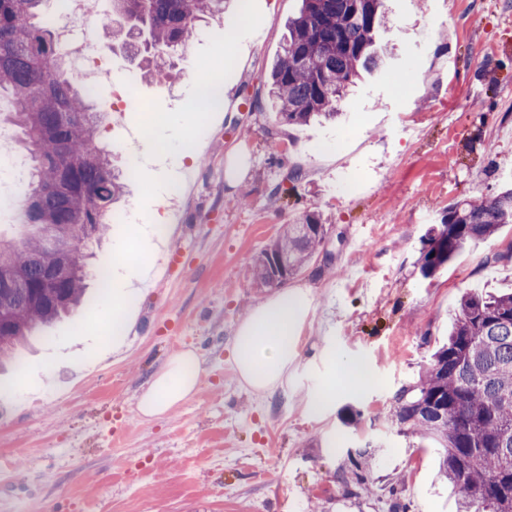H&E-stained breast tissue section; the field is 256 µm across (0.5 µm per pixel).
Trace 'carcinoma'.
I'll list each match as a JSON object with an SVG mask.
<instances>
[{"label": "carcinoma", "mask_w": 512, "mask_h": 512, "mask_svg": "<svg viewBox=\"0 0 512 512\" xmlns=\"http://www.w3.org/2000/svg\"><path fill=\"white\" fill-rule=\"evenodd\" d=\"M383 7V0H302L267 83L281 122L336 117L361 72L382 63L376 35ZM112 11L128 22L112 31V41L154 65L144 73L156 75L166 55L188 50L200 22L224 12V0H112ZM54 27L46 0H0V97L12 99L5 120L19 129L32 161L24 232L0 233V270L15 269L23 280L21 287L0 281V360L14 357L35 328L86 303L85 248L109 230L124 188L96 141L104 114L94 111L93 86L71 80ZM503 224H512V187L449 204L422 241L421 275L434 278L467 243L492 238ZM58 225L68 226L61 242L71 257L68 275L45 288L46 234ZM325 236L313 219L288 225L257 258L256 282L269 285L270 255H286L288 276L297 274ZM388 419L399 434L440 446L439 474L457 490L458 512H512V292L462 295L448 342L393 394Z\"/></svg>", "instance_id": "obj_1"}]
</instances>
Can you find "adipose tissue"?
I'll list each match as a JSON object with an SVG mask.
<instances>
[{
    "label": "adipose tissue",
    "instance_id": "ef3b65f1",
    "mask_svg": "<svg viewBox=\"0 0 512 512\" xmlns=\"http://www.w3.org/2000/svg\"><path fill=\"white\" fill-rule=\"evenodd\" d=\"M311 310L308 290L284 288L257 303L245 316L232 339L230 357L249 387L267 391L287 384ZM200 375V361L193 350L176 352L154 373L142 393L140 415L152 419L170 413L197 391Z\"/></svg>",
    "mask_w": 512,
    "mask_h": 512
}]
</instances>
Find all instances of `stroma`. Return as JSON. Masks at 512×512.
<instances>
[{
	"mask_svg": "<svg viewBox=\"0 0 512 512\" xmlns=\"http://www.w3.org/2000/svg\"><path fill=\"white\" fill-rule=\"evenodd\" d=\"M250 4L233 45L211 23L186 60L151 78L105 37L124 23L110 0L89 18L97 56L129 92L100 143L125 168L150 110L167 155L139 169L114 206L135 208V223L112 224L87 259L138 285L123 347L112 348V291L92 277V306L37 329L0 366L10 390L0 396V512H454L435 445L397 434L386 416L447 339L465 291H512V224L435 278L417 266L449 203L512 181V0H386L379 42L392 63L348 90L336 121L306 126L279 123L265 86L300 0ZM200 75L223 83L224 110L190 126ZM187 139L191 157L179 152ZM357 174L365 187L333 199ZM170 193L177 219L161 236L156 199ZM311 214L326 226L323 249L286 282L313 298L301 355L286 386L259 393L229 357L247 311L271 294L253 263ZM183 349L200 360L197 392L164 418H142V391ZM349 359L370 383L337 387L311 413L309 400ZM367 444L378 448L366 471L373 490L360 494L349 452Z\"/></svg>",
	"mask_w": 512,
	"mask_h": 512,
	"instance_id": "stroma-1",
	"label": "stroma"
}]
</instances>
